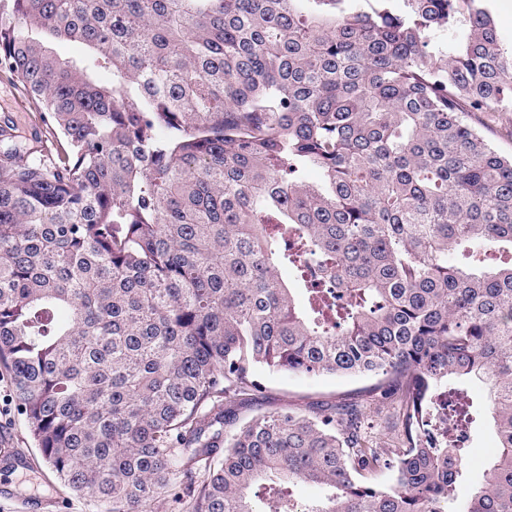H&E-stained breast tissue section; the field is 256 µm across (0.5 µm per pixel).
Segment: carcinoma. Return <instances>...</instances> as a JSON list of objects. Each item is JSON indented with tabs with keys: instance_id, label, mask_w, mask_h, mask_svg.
<instances>
[{
	"instance_id": "carcinoma-1",
	"label": "carcinoma",
	"mask_w": 512,
	"mask_h": 512,
	"mask_svg": "<svg viewBox=\"0 0 512 512\" xmlns=\"http://www.w3.org/2000/svg\"><path fill=\"white\" fill-rule=\"evenodd\" d=\"M344 2L0 0V71L62 138L0 125V370L110 512H512V155L482 132L512 51L486 0ZM263 372L382 381L245 418ZM483 376L498 444L458 502L448 379Z\"/></svg>"
}]
</instances>
